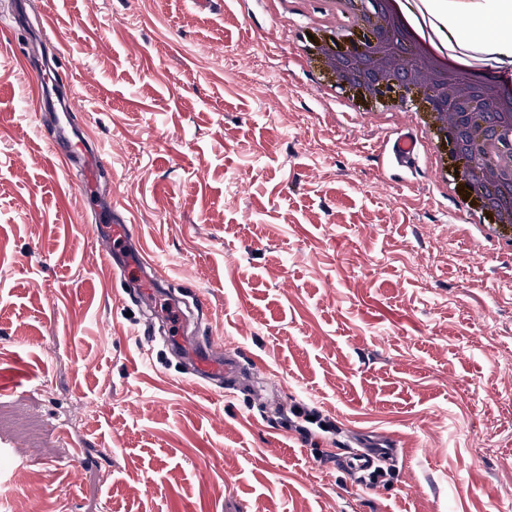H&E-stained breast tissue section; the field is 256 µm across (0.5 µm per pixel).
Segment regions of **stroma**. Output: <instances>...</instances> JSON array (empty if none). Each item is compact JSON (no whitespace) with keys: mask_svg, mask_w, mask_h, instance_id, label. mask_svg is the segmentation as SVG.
Returning <instances> with one entry per match:
<instances>
[{"mask_svg":"<svg viewBox=\"0 0 512 512\" xmlns=\"http://www.w3.org/2000/svg\"><path fill=\"white\" fill-rule=\"evenodd\" d=\"M51 16L101 197L195 294L194 333L277 402L185 376L99 254L109 225L55 171L28 36ZM308 0H0V503L34 512H512V244L470 240L410 113L351 112L299 51ZM388 434L393 486L314 446ZM390 149L398 161L411 164L417 152V142L411 134H401L392 142Z\"/></svg>","mask_w":512,"mask_h":512,"instance_id":"obj_1","label":"stroma"}]
</instances>
